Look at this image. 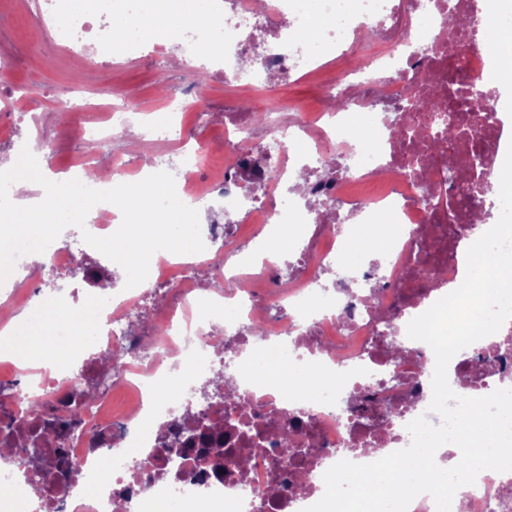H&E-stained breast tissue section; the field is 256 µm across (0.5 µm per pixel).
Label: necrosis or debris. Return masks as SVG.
<instances>
[{"mask_svg":"<svg viewBox=\"0 0 512 512\" xmlns=\"http://www.w3.org/2000/svg\"><path fill=\"white\" fill-rule=\"evenodd\" d=\"M314 2L308 13L296 0H212L220 36L204 43L193 20L180 21L183 82L163 115L165 148L112 158L114 184L159 167L181 201H222V218L201 227L203 252L160 258L148 287L129 289L96 249L55 242L19 258L0 286V337L45 299L79 314L95 302L81 375L60 356L0 377V512L32 498L37 512H156L160 502L303 512L336 462L371 463L409 444L435 358L407 325L458 282L459 252L489 228L471 220L482 204L469 186L498 179L512 88L479 26L490 0ZM25 11L37 32H64L67 57L100 70L76 0H27ZM201 56L210 77L267 94L257 124L225 107L220 168L182 117L205 98ZM357 56L365 69L351 66ZM319 71L328 78L315 111L281 104L279 87ZM100 95L65 105L62 138L83 143L84 170L144 123L128 94ZM434 96L469 124V139L440 133L422 106ZM452 165L470 184L449 179ZM282 239L287 259L257 260ZM361 239L386 247L372 256L356 250ZM260 351L282 366L278 377L254 375ZM294 365L304 378L288 377ZM449 368L464 396L512 388V328ZM62 470L66 483L50 486ZM459 512H512V472L482 471Z\"/></svg>","mask_w":512,"mask_h":512,"instance_id":"obj_1","label":"necrosis or debris"}]
</instances>
